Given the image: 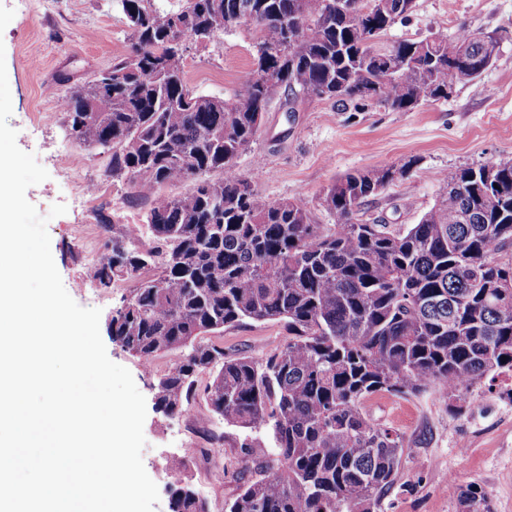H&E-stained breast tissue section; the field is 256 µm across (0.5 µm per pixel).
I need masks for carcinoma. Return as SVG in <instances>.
Instances as JSON below:
<instances>
[{
	"label": "carcinoma",
	"mask_w": 512,
	"mask_h": 512,
	"mask_svg": "<svg viewBox=\"0 0 512 512\" xmlns=\"http://www.w3.org/2000/svg\"><path fill=\"white\" fill-rule=\"evenodd\" d=\"M131 29L123 73L101 91L93 75L62 96L70 138L111 144L112 178L138 189L191 181L177 197L154 198L146 223L112 235L92 263L109 288L136 287L112 314V340L153 370L159 411L189 410L204 375L212 410L247 432L242 456L261 434L277 468L224 467L238 481L227 512H379L399 473L402 440L362 409L369 396L428 390L462 412L476 385L512 380V157L463 167L416 224L363 222L368 199L404 178L405 163L350 173L321 205L333 224H314L306 203L264 202L238 168L268 111L278 80L293 109L328 100L353 112L408 111L448 98V86L480 76L490 52L479 36H427L384 45L415 0L365 13L367 0H118ZM302 16L297 33L288 20ZM240 23L258 34L254 68L228 99L197 95L184 79L178 43L211 40ZM99 112L87 120L90 102ZM496 170L486 183L482 172ZM149 230L156 245L137 246ZM245 321H277L288 341L262 358L205 344ZM171 463V512H207ZM466 512H491L487 494L463 493Z\"/></svg>",
	"instance_id": "1"
}]
</instances>
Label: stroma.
Listing matches in <instances>:
<instances>
[{
    "instance_id": "stroma-1",
    "label": "stroma",
    "mask_w": 512,
    "mask_h": 512,
    "mask_svg": "<svg viewBox=\"0 0 512 512\" xmlns=\"http://www.w3.org/2000/svg\"><path fill=\"white\" fill-rule=\"evenodd\" d=\"M0 6L14 12L0 33L12 99L8 123L17 132L18 147L49 174L26 196L48 219L51 251L66 291L78 305L100 309L101 324H108L134 283L101 287L86 274L94 256L113 232L144 223L154 195L176 197L190 185L131 188L107 175L106 155L73 144L63 127L60 77L83 80L130 52L131 31L115 0H0ZM465 31L499 35L498 55L477 80L457 84L445 100L406 112H341L330 102L309 100L290 113L282 105L284 93H277L260 132L238 160L256 196L266 202L304 201L313 223L328 224L332 218L320 199L335 180L408 162L409 175L371 197L365 217L414 224L439 196L444 177L512 155V0H416L408 20L394 24L383 41L432 34L455 38ZM255 56L253 26L238 25L207 45L189 44L185 81L195 93L230 98L248 78ZM407 198L413 210L404 209ZM57 203L66 205V213L50 216ZM100 214L108 225L97 222ZM287 337L270 321L227 329L215 342L226 352L261 358ZM103 342L109 358L131 372L149 401L142 459L159 490L155 512H170L167 463L174 457L183 459L184 474L209 512H225L236 484L218 473L237 456L243 431L212 413L202 379L188 413L169 417L156 410L154 374L145 373L111 337ZM363 410L403 440L399 475L380 512H464L462 494L472 488L487 493L492 512H512V387L477 386L460 413L430 391L407 397L376 393L365 399Z\"/></svg>"
}]
</instances>
